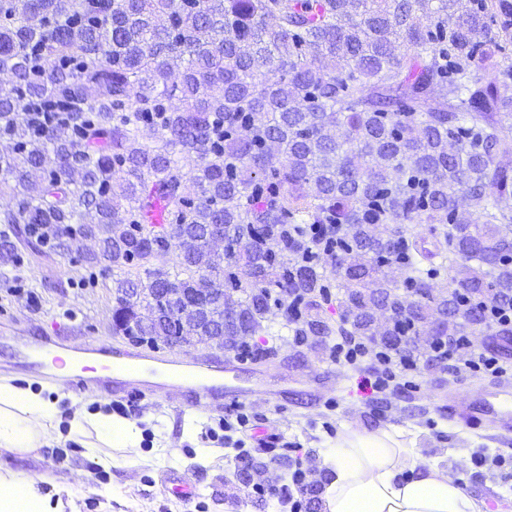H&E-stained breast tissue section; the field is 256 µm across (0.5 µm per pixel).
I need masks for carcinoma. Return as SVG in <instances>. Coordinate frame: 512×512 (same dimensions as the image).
Masks as SVG:
<instances>
[{"mask_svg":"<svg viewBox=\"0 0 512 512\" xmlns=\"http://www.w3.org/2000/svg\"><path fill=\"white\" fill-rule=\"evenodd\" d=\"M509 43L512 0H0L13 74L0 195L14 200L0 264L21 247L68 258L93 234L82 263L112 271V332L134 344L180 330L175 314L153 316L165 288L179 311L240 309L238 350L255 359L271 350L245 337L271 302L297 336H376L358 313L409 300L428 322L434 280L459 267L448 335L488 328L483 302H512ZM306 224L336 227L338 284ZM169 253L176 271L150 268ZM392 265L408 271L402 295ZM333 286L348 291L334 326L312 315ZM390 324L398 350L423 330L402 308Z\"/></svg>","mask_w":512,"mask_h":512,"instance_id":"1","label":"carcinoma"}]
</instances>
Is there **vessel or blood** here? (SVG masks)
Wrapping results in <instances>:
<instances>
[{"label": "vessel or blood", "instance_id": "b4317fda", "mask_svg": "<svg viewBox=\"0 0 512 512\" xmlns=\"http://www.w3.org/2000/svg\"><path fill=\"white\" fill-rule=\"evenodd\" d=\"M69 351L76 369L62 376L61 381L76 393L97 388L110 391L120 402L134 395L163 392L180 395L181 406L205 400L216 404L242 406L259 393L279 400L281 390L267 389L265 384H238L231 365L209 357L186 360L175 353L142 355L109 343L89 342L80 347H66L61 336H43L35 341L21 342L16 350L20 363L43 370L61 367V351ZM99 362L101 375H86L87 361ZM448 412L464 427L474 429L494 423L499 430L512 432V387L481 391L464 402H449Z\"/></svg>", "mask_w": 512, "mask_h": 512}]
</instances>
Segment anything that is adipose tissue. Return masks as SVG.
Returning a JSON list of instances; mask_svg holds the SVG:
<instances>
[{"instance_id": "adipose-tissue-1", "label": "adipose tissue", "mask_w": 512, "mask_h": 512, "mask_svg": "<svg viewBox=\"0 0 512 512\" xmlns=\"http://www.w3.org/2000/svg\"><path fill=\"white\" fill-rule=\"evenodd\" d=\"M56 400L31 389L0 382V457L23 455L53 439L59 424ZM69 432L93 438L97 463L109 469L107 448L115 438L132 439L137 423L73 405ZM326 474L323 512H480L463 485V475L438 462L421 461L397 433H345L322 459ZM37 479L0 472V512H41Z\"/></svg>"}]
</instances>
